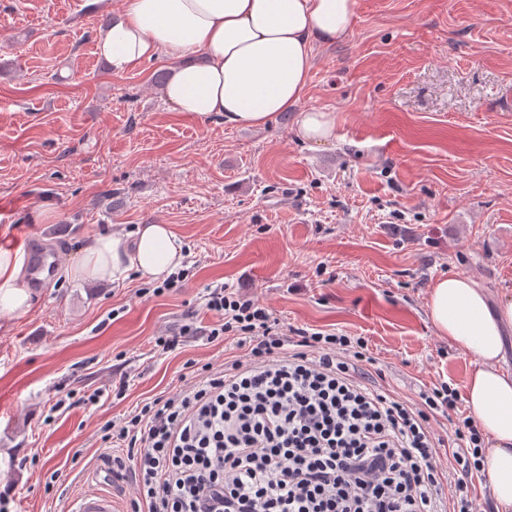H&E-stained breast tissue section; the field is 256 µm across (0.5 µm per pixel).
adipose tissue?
Instances as JSON below:
<instances>
[{
    "label": "adipose tissue",
    "mask_w": 512,
    "mask_h": 512,
    "mask_svg": "<svg viewBox=\"0 0 512 512\" xmlns=\"http://www.w3.org/2000/svg\"><path fill=\"white\" fill-rule=\"evenodd\" d=\"M356 7L357 0H123L96 49L117 73L167 58L161 93L174 111L261 127L298 105L315 46L343 40ZM184 261V243L171 225L139 224L89 236L63 274L96 283L132 275L160 283ZM22 270L21 259L0 248V315L31 306ZM428 311L438 335L475 360L465 402L491 442L483 464L498 512H512V373L499 365L512 298L490 308L475 281L454 275L432 286Z\"/></svg>",
    "instance_id": "ef3b65f1"
}]
</instances>
